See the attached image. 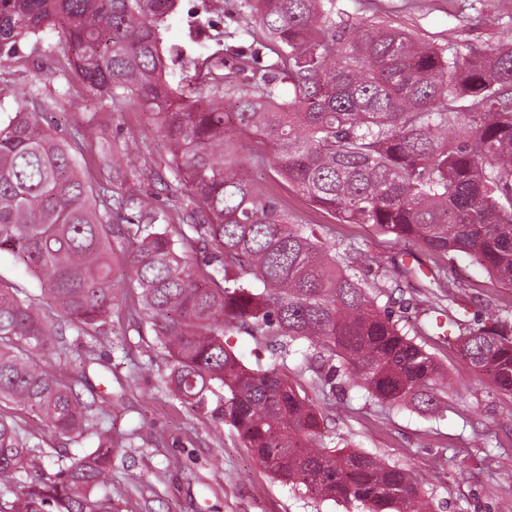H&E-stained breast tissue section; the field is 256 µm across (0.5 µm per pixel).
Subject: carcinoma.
I'll return each mask as SVG.
<instances>
[{"label": "carcinoma", "instance_id": "1", "mask_svg": "<svg viewBox=\"0 0 512 512\" xmlns=\"http://www.w3.org/2000/svg\"><path fill=\"white\" fill-rule=\"evenodd\" d=\"M180 3L0 0V59L56 31L60 72L77 77L89 100H132L154 116L189 199L178 212L187 229L175 230L127 183L112 150L100 162L120 186L115 195L84 180L41 113L20 107L0 119V251L26 267L52 310L0 280V512H120L112 398L80 391L95 343L112 334L117 238L139 289L135 314L154 332L147 348L167 359L172 395L231 426L296 489L366 512H417L424 490L407 469L327 449L325 415L288 375L289 348L306 345L297 375H311L326 406L349 404L361 388L386 406L435 414L443 374L391 306L414 304L436 335L448 318L475 372L510 395L512 321H470L432 292L409 301L396 278L368 284L353 248L292 220L240 157L247 142L268 145L271 161L256 151L252 165H270L278 184L338 223L466 255L512 288V43L464 52L451 35L435 45L398 27L337 22L335 0H236L237 28L224 37L259 27L281 51L277 64L248 75L238 47L194 57L164 46ZM284 82L292 96L280 102ZM185 245L209 254L206 268L179 254ZM68 329L93 340L73 374L62 368L74 347ZM238 333L263 340L271 364H243L225 340ZM17 409L72 444L92 433L97 445L51 452Z\"/></svg>", "mask_w": 512, "mask_h": 512}]
</instances>
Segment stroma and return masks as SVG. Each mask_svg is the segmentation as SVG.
Segmentation results:
<instances>
[{"mask_svg": "<svg viewBox=\"0 0 512 512\" xmlns=\"http://www.w3.org/2000/svg\"><path fill=\"white\" fill-rule=\"evenodd\" d=\"M349 23L374 22L413 31L423 40L445 43L456 36L462 50H484L512 41V0H336ZM170 20L164 43L192 55L210 54L214 43L193 42L195 18L233 26L232 0H185ZM63 56L58 36L46 32L23 43L0 63V113L18 104L43 111L64 137L88 125L111 145L136 188L154 196L159 208L174 212L169 186L174 178L168 147L152 116L132 104L114 108L93 103L64 80L51 78ZM293 214L314 225L327 241L360 249L363 273L385 283L399 266L415 275L406 297H418L428 274L444 269L451 291L476 318L496 308L512 314V288L501 287L463 255L435 256L420 245L374 233L362 224H337L305 198L286 194ZM109 366L89 369L95 390L109 389L120 403L112 432L121 447L112 468V496L122 512H347L280 482L244 448L237 435L209 415L181 403L165 389L163 356L143 349L152 341L149 324L127 311L112 317ZM439 363L448 385V408L431 416L409 407H386L353 391L349 407L331 410L321 427L329 448H352L408 467L422 481L433 512H500L512 502V395L498 392L477 374L457 345L435 336L421 339ZM158 429L163 443L150 438ZM137 438H130L131 430Z\"/></svg>", "mask_w": 512, "mask_h": 512, "instance_id": "obj_1", "label": "stroma"}]
</instances>
